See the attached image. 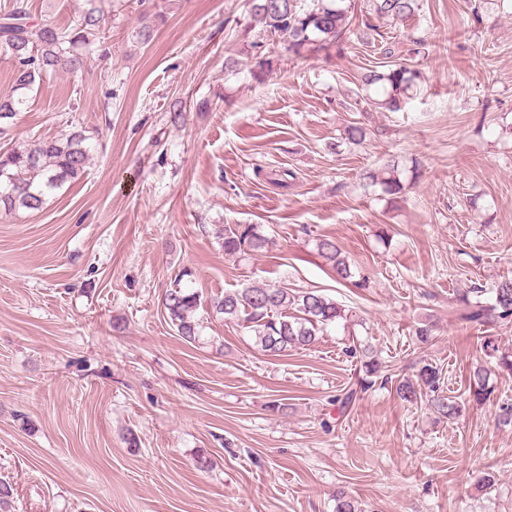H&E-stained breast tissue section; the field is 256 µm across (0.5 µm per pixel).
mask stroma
I'll return each mask as SVG.
<instances>
[{"mask_svg":"<svg viewBox=\"0 0 512 512\" xmlns=\"http://www.w3.org/2000/svg\"><path fill=\"white\" fill-rule=\"evenodd\" d=\"M28 3L61 27L85 7ZM250 22L248 0H112L90 66L26 92L15 140L81 129L93 151L41 211L0 214V512H336L340 490L363 512H512V424L495 420L512 374L469 398L512 323L459 319L466 288L486 304L512 279V5L420 0L342 50L279 51L260 80ZM412 37L422 82L404 110L376 109L360 76L385 65L380 39ZM352 122L362 144L343 139ZM394 156L421 174L392 207L360 175ZM227 224L260 225L269 248L225 254ZM322 235L366 287L336 281ZM255 283L320 291L357 322L265 355L210 306ZM177 286L201 299L192 343L163 310ZM354 341L392 380L342 409ZM425 363L465 400L459 418L397 396Z\"/></svg>","mask_w":512,"mask_h":512,"instance_id":"obj_1","label":"stroma"}]
</instances>
